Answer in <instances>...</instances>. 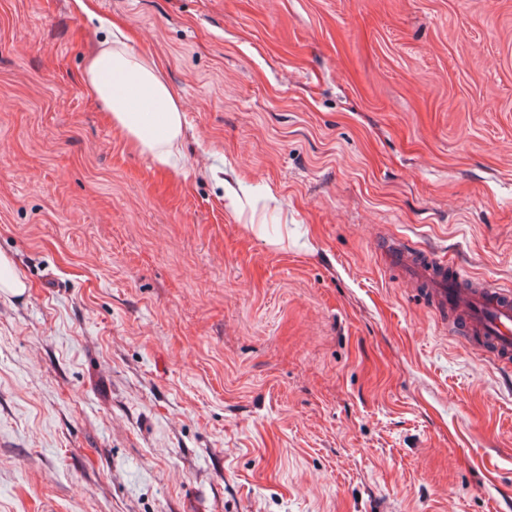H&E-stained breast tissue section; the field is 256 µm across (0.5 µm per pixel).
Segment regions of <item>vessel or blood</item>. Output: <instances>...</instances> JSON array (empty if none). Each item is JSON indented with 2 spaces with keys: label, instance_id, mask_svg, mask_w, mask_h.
I'll return each instance as SVG.
<instances>
[{
  "label": "vessel or blood",
  "instance_id": "obj_1",
  "mask_svg": "<svg viewBox=\"0 0 512 512\" xmlns=\"http://www.w3.org/2000/svg\"><path fill=\"white\" fill-rule=\"evenodd\" d=\"M376 247L399 281L421 296L439 323L503 370L512 369V290L463 272L434 251L400 236Z\"/></svg>",
  "mask_w": 512,
  "mask_h": 512
}]
</instances>
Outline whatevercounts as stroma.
<instances>
[{
	"mask_svg": "<svg viewBox=\"0 0 512 512\" xmlns=\"http://www.w3.org/2000/svg\"><path fill=\"white\" fill-rule=\"evenodd\" d=\"M89 4L0 0V512H512V372L372 248L512 288V0ZM103 20L180 176L82 82ZM113 30L121 39H105L89 54L82 80L134 149L149 155L161 171L178 174L187 131L180 102L151 53L132 47L119 25L110 22L111 36ZM223 166L224 167L222 169L218 166L212 165L205 170L204 175L210 177L223 186L224 199H229L231 201V205L236 207V203L240 199V196L246 195L249 192L250 187L243 179L239 178L235 174L234 169L225 162L224 156ZM229 174H231L233 178L230 177Z\"/></svg>",
	"mask_w": 512,
	"mask_h": 512,
	"instance_id": "1",
	"label": "stroma"
}]
</instances>
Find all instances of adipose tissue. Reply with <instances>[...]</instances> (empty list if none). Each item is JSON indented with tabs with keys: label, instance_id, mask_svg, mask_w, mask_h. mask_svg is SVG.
<instances>
[{
	"label": "adipose tissue",
	"instance_id": "adipose-tissue-1",
	"mask_svg": "<svg viewBox=\"0 0 512 512\" xmlns=\"http://www.w3.org/2000/svg\"><path fill=\"white\" fill-rule=\"evenodd\" d=\"M82 80L112 125L164 172L180 173L187 127L179 100L151 53L127 40H104L86 59Z\"/></svg>",
	"mask_w": 512,
	"mask_h": 512
}]
</instances>
